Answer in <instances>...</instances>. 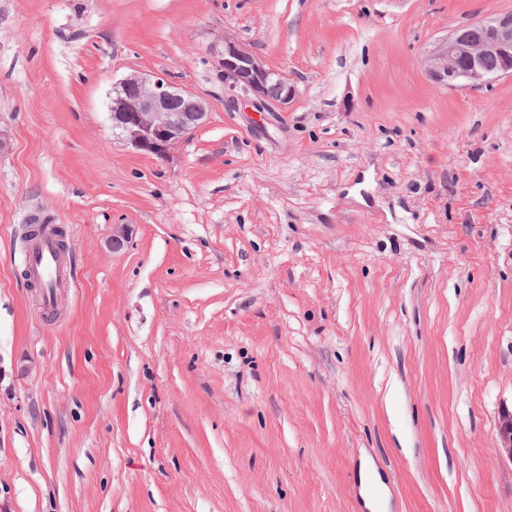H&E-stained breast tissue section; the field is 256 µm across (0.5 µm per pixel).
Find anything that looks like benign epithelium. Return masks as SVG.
Instances as JSON below:
<instances>
[{"label":"benign epithelium","mask_w":512,"mask_h":512,"mask_svg":"<svg viewBox=\"0 0 512 512\" xmlns=\"http://www.w3.org/2000/svg\"><path fill=\"white\" fill-rule=\"evenodd\" d=\"M423 64L434 81L449 88L479 86L495 77L512 76V13L455 29L424 57ZM221 76L229 90H250L280 106L288 104L295 93L287 77L265 68L252 52L229 39L224 40ZM270 83L280 89L275 97L267 94ZM109 110L121 140L138 152L162 159L207 117L192 91L163 76L149 79L138 74L113 87ZM499 441L512 459V413L502 417Z\"/></svg>","instance_id":"1"}]
</instances>
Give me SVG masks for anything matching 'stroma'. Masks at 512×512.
<instances>
[{"mask_svg": "<svg viewBox=\"0 0 512 512\" xmlns=\"http://www.w3.org/2000/svg\"><path fill=\"white\" fill-rule=\"evenodd\" d=\"M512 0H0V512H512V77L422 59ZM296 89L258 109L225 39ZM197 93L161 159L127 75ZM74 287L41 311L32 217ZM130 230L112 252L114 226ZM199 99L164 76L149 79L131 74L113 87L109 107L112 127L135 151L163 159L206 119L208 113ZM359 483L365 506L371 510L383 508L385 485L379 471L368 457H363L360 461Z\"/></svg>", "mask_w": 512, "mask_h": 512, "instance_id": "obj_1", "label": "stroma"}]
</instances>
